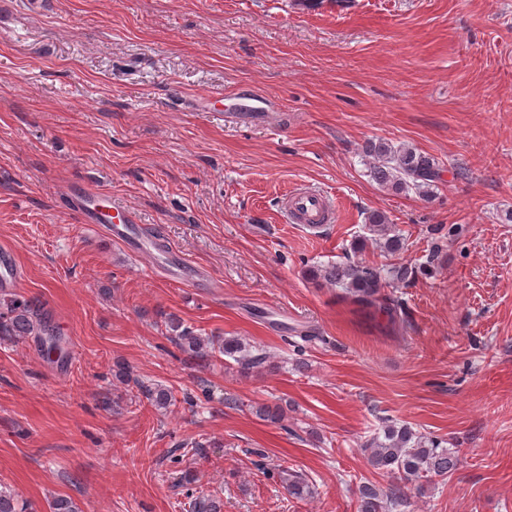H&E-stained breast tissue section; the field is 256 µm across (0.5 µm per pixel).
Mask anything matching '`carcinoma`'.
<instances>
[{
	"instance_id": "carcinoma-1",
	"label": "carcinoma",
	"mask_w": 512,
	"mask_h": 512,
	"mask_svg": "<svg viewBox=\"0 0 512 512\" xmlns=\"http://www.w3.org/2000/svg\"><path fill=\"white\" fill-rule=\"evenodd\" d=\"M368 158L369 175L381 187L394 191L413 190L429 197L440 177L439 162L432 156L409 146H394L383 140L363 146ZM372 234L370 241L382 251L394 255L404 250L402 235L390 223L386 214L372 211L366 217ZM312 277L321 278L340 290V298L356 306L366 315L385 311L396 313L399 303L381 294V288L391 283H406L414 275L413 267L404 263L385 268L371 266L351 256L346 261L324 269L311 270ZM166 332L176 341L188 359L204 362L216 354L232 358L244 372L260 368L266 354H252V349L238 337L202 336L174 316L165 321ZM35 336L48 344L47 352L60 348L52 318L39 301L24 299L11 293L0 294V338ZM146 399L158 408L172 402L170 390L157 385L144 386ZM372 466L394 479L385 491L370 483L360 486V512H395L406 506V484L424 478L445 479L458 465V457L448 451L444 441L424 437L410 427L383 422L379 431L367 443ZM190 512H223L221 500L209 495L187 492ZM29 504L18 492L0 489V512H28Z\"/></svg>"
}]
</instances>
